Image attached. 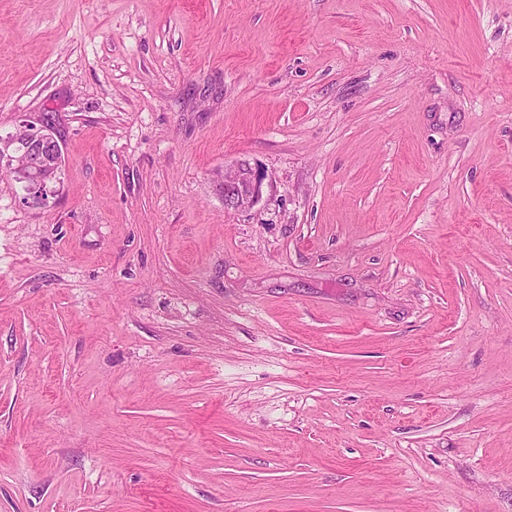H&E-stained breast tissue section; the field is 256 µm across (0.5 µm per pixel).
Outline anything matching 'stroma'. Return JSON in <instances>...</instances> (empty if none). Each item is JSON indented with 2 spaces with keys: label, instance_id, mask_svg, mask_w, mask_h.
<instances>
[{
  "label": "stroma",
  "instance_id": "stroma-1",
  "mask_svg": "<svg viewBox=\"0 0 512 512\" xmlns=\"http://www.w3.org/2000/svg\"><path fill=\"white\" fill-rule=\"evenodd\" d=\"M23 124L0 512H512V0H0ZM62 149L55 134L46 127L23 125L6 139L0 138V163L6 160L18 179L26 183L23 201L45 202L58 182L57 165ZM14 172L10 174L14 177ZM264 175L246 161H239L230 173H224L221 188L224 190L225 211H240L253 207L263 193Z\"/></svg>",
  "mask_w": 512,
  "mask_h": 512
}]
</instances>
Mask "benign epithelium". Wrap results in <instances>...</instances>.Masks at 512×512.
<instances>
[{
	"mask_svg": "<svg viewBox=\"0 0 512 512\" xmlns=\"http://www.w3.org/2000/svg\"><path fill=\"white\" fill-rule=\"evenodd\" d=\"M62 149L55 134L46 127L23 125L6 139L0 138V163L12 167L26 183L24 202H45L58 182L57 165ZM264 175L246 161L238 162L222 177L224 211H240L257 204L263 193Z\"/></svg>",
	"mask_w": 512,
	"mask_h": 512,
	"instance_id": "7a95c632",
	"label": "benign epithelium"
}]
</instances>
